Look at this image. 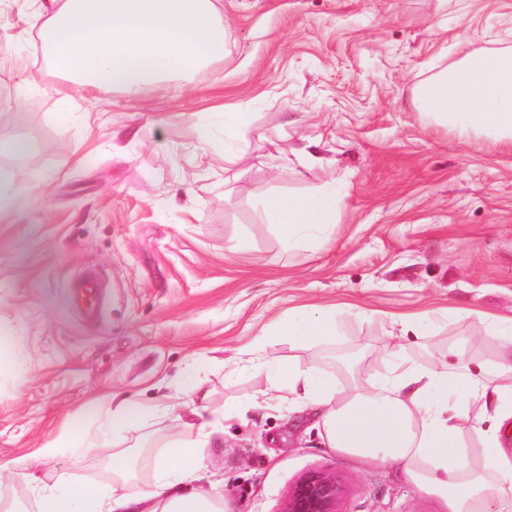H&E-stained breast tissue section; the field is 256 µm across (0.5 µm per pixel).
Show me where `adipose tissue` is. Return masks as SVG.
I'll use <instances>...</instances> for the list:
<instances>
[{
    "mask_svg": "<svg viewBox=\"0 0 512 512\" xmlns=\"http://www.w3.org/2000/svg\"><path fill=\"white\" fill-rule=\"evenodd\" d=\"M38 37L50 71L84 90L104 86L136 95L161 87L164 79L189 76L224 55V25L213 0H65L61 7L39 5ZM421 109L439 123L512 141V52L471 49L416 89ZM285 247L321 239L337 222L336 191L273 194L263 202ZM505 338L497 366L483 377L464 365L394 367L351 394H340L323 374L293 363L266 365L263 351L274 336L328 341L341 333L332 306H317L263 328L255 337L247 370L268 369L270 393L317 409L327 443L336 451L368 462L397 464L425 494L444 498L448 512H494V501L512 500V458L495 432L484 433L483 471L469 455L460 422L473 400L486 393L512 394V322L494 325ZM199 433L193 444L156 459L157 477L131 494V471L123 455L112 458V483L49 485L37 476V461H12L15 476L27 480L39 512H224L204 490L185 491L205 465L209 420L193 411Z\"/></svg>",
    "mask_w": 512,
    "mask_h": 512,
    "instance_id": "1",
    "label": "adipose tissue"
}]
</instances>
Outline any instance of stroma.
<instances>
[{"mask_svg": "<svg viewBox=\"0 0 512 512\" xmlns=\"http://www.w3.org/2000/svg\"><path fill=\"white\" fill-rule=\"evenodd\" d=\"M223 58L191 85L130 96L71 90L51 73L29 0H0V156L17 204L0 214V485L36 512L15 458L60 434L97 441L45 456L39 476L107 484L114 451L194 439L173 396L202 384L224 416L200 485L227 512H284L299 479L340 477V512H447L401 467L329 448L319 417L252 401L264 371L235 372L267 324L319 305L327 343L275 338L270 363L330 375L343 392L404 365L500 352L486 316H512V142L422 112L415 86L467 41L512 50V0H218ZM38 84L22 97V79ZM249 113L241 144L230 125ZM336 190L325 241L285 248L261 204ZM109 288L86 324L66 285L85 267ZM426 318L427 332L403 329ZM160 405L155 424L102 433L113 398Z\"/></svg>", "mask_w": 512, "mask_h": 512, "instance_id": "1", "label": "stroma"}]
</instances>
